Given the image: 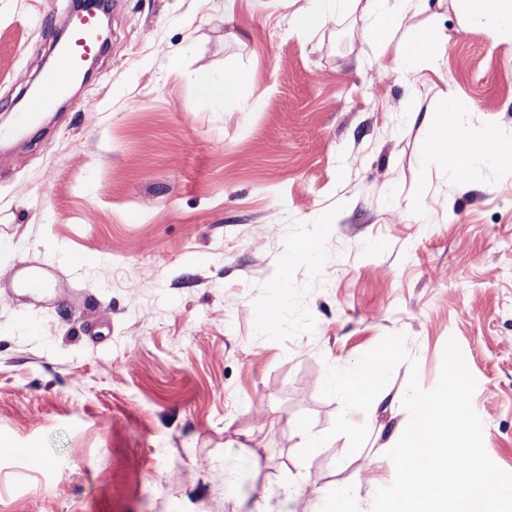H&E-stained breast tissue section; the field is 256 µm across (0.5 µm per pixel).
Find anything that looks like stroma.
Returning a JSON list of instances; mask_svg holds the SVG:
<instances>
[{
	"instance_id": "stroma-1",
	"label": "stroma",
	"mask_w": 512,
	"mask_h": 512,
	"mask_svg": "<svg viewBox=\"0 0 512 512\" xmlns=\"http://www.w3.org/2000/svg\"><path fill=\"white\" fill-rule=\"evenodd\" d=\"M108 44L62 110L12 130L72 0H0V512H312L321 494L392 482L409 366L363 447L300 460L297 420L405 333L423 388L456 339L491 459L512 473V163L425 157L443 94L470 130H512V44L426 0L447 79L382 71L364 24L290 33L287 0H113ZM241 77L242 108L198 93ZM317 235L315 266L282 254ZM93 256L75 267L72 254ZM52 267V295L15 288ZM288 282L280 319L260 310ZM43 465L31 468L28 456ZM53 271L51 268L34 270L25 264H20L14 269L13 274L27 290H39L45 288Z\"/></svg>"
}]
</instances>
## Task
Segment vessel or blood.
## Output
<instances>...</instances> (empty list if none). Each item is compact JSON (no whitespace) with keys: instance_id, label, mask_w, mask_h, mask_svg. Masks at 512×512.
Returning a JSON list of instances; mask_svg holds the SVG:
<instances>
[{"instance_id":"obj_1","label":"vessel or blood","mask_w":512,"mask_h":512,"mask_svg":"<svg viewBox=\"0 0 512 512\" xmlns=\"http://www.w3.org/2000/svg\"><path fill=\"white\" fill-rule=\"evenodd\" d=\"M98 50L94 13L86 11L75 15L71 20L69 39L60 47L54 65L44 74L28 109L19 114V125H30L39 113L51 109L67 84L78 73L83 61L96 54ZM14 274L24 288L38 290L46 286L52 271L48 268L34 270L21 264L15 268Z\"/></svg>"}]
</instances>
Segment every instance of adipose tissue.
<instances>
[{
  "mask_svg": "<svg viewBox=\"0 0 512 512\" xmlns=\"http://www.w3.org/2000/svg\"><path fill=\"white\" fill-rule=\"evenodd\" d=\"M455 10L468 18L493 17L498 21L492 36L496 42L512 41V0H452ZM419 0H304L292 17V30L302 37L320 31L337 13L344 12L367 22L378 52L381 67L393 69L404 64L410 74L430 70L444 77L439 53L448 43V34L437 26H413L405 32L406 49L402 58H394L386 51L389 34L407 17L419 9ZM472 104L452 96L443 98L430 131L426 153L462 168L471 160L481 158L490 162L512 157V133H505L494 125L486 126L480 135H472L465 118L472 112ZM389 355L368 360L357 372L343 373L341 379L352 404L364 405L370 411L391 408L387 393L377 383L389 365Z\"/></svg>",
  "mask_w": 512,
  "mask_h": 512,
  "instance_id": "ef3b65f1",
  "label": "adipose tissue"
}]
</instances>
